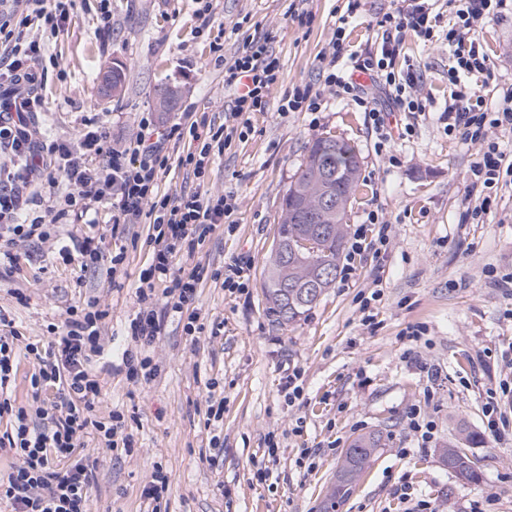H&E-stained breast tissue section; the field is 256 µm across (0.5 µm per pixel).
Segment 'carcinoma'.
<instances>
[{
    "mask_svg": "<svg viewBox=\"0 0 512 512\" xmlns=\"http://www.w3.org/2000/svg\"><path fill=\"white\" fill-rule=\"evenodd\" d=\"M159 108L172 111L179 99L177 87L161 84L155 88ZM360 163L354 147L342 139L322 137L309 147L304 163L286 191L278 223V246L271 250L263 270L262 294L266 310L281 327L299 319L315 305L320 296L302 298L325 271L337 276L338 259L345 237L346 209L324 214L317 206L325 189L342 198L346 206L359 186ZM311 237L310 252L299 250V241ZM381 448L376 432L360 435L345 449L336 478L327 486L321 512H338L352 495L362 474ZM442 460L448 468L467 480L477 482L480 472L469 458L450 446L443 449Z\"/></svg>",
    "mask_w": 512,
    "mask_h": 512,
    "instance_id": "obj_1",
    "label": "carcinoma"
}]
</instances>
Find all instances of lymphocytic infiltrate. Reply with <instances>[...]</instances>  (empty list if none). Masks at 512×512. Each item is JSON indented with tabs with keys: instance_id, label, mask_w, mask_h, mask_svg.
Here are the masks:
<instances>
[{
	"instance_id": "f902f5d3",
	"label": "lymphocytic infiltrate",
	"mask_w": 512,
	"mask_h": 512,
	"mask_svg": "<svg viewBox=\"0 0 512 512\" xmlns=\"http://www.w3.org/2000/svg\"><path fill=\"white\" fill-rule=\"evenodd\" d=\"M12 2V10L0 9V109L5 112L0 118V154L9 159L8 164L0 165V274L15 269V246L46 241L55 236L60 220L82 221L93 204L103 202L112 211L113 227L135 224L144 217L151 224L147 238L151 255L139 275L138 308L127 328L131 341L153 344L166 317L173 313L186 315V331L195 332L199 315L192 304L208 272L203 265L185 269L175 261L180 256L193 257L217 225L231 223L236 206L232 195L207 190L160 193L159 183L174 161L166 145L185 138L196 142V149L175 161L191 168L195 176H204L215 156L223 154L233 140L245 138L250 114L267 111L280 81L278 57L268 41L254 40L225 65L224 85L234 91L228 123H175L152 138L148 132L155 130L157 119L155 113L146 112L140 119L142 136L126 147L113 146L110 127L104 121L75 144L40 139L30 130L29 118L44 108L40 90L45 79V48L40 40L28 38L27 32L37 28L53 37L64 34L73 0ZM437 2L398 0L396 9L378 20L381 36L373 46L354 50L346 40V28L358 16L361 0H347L331 46L319 58L317 85L288 89L281 108L318 112L323 92H331L337 99L361 107L377 137V150L392 152L393 137L378 93H385L400 112H425L430 107L428 98L419 93L422 74L396 67L402 36L411 32L430 42L440 23H447L451 95L440 119L448 132L478 148L465 203L468 216L481 222L491 211L501 180L512 175V156L502 151L497 141L500 134L512 132V87L500 92L499 103L490 110L484 106L485 85L468 87L461 79L489 75V58L477 33L484 25L506 19L512 13V0H448L451 17L446 22L436 10ZM360 73L370 77V85L357 82ZM34 177L51 185L66 181L70 190L60 204L35 212L31 198L23 193ZM58 254L64 259L78 258L85 268L106 267L113 275L121 272L127 259L125 249H112L103 235L89 233L71 237ZM108 315L100 297L85 296L67 310L59 336L41 346L20 344L12 320L0 315V419L10 422L9 429L0 433V451L15 458L10 470L0 476V500L11 512H89L95 463L79 461L64 471L57 467L59 458L71 456L79 448V434L84 429L98 431L103 447L134 446L122 412L110 411L105 423L94 417L103 392L89 363L103 351L102 325ZM24 354L39 365L31 377L33 390L62 384L70 397L66 407L45 401L18 406L6 397Z\"/></svg>"
}]
</instances>
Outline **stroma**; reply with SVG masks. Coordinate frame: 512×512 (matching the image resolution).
I'll return each mask as SVG.
<instances>
[{
    "instance_id": "1",
    "label": "stroma",
    "mask_w": 512,
    "mask_h": 512,
    "mask_svg": "<svg viewBox=\"0 0 512 512\" xmlns=\"http://www.w3.org/2000/svg\"><path fill=\"white\" fill-rule=\"evenodd\" d=\"M208 28H200L195 0H111L112 31H100L99 0H75L67 32L45 50L43 112L35 126L52 137L78 142L99 120L124 146L139 132L141 113L154 112L159 126L196 113L225 121L230 94L213 43L225 62L244 45L269 38L281 63V89L316 83L319 58L329 49L337 10L345 0H212ZM396 0H362L348 29L352 46L377 36L376 22ZM480 39L495 81L512 86V17L489 24ZM122 63L126 90L118 98L99 93L105 66ZM399 65L424 76L421 89L433 106L416 116L412 137L397 141L398 164L376 152L364 112L326 99L318 122L301 112L269 109L250 116L245 141L233 142L207 174L211 191L232 193L234 225L217 226L195 262L210 270L244 256L253 268L247 294H232L205 281L195 301L204 323L189 336L166 319L149 346L130 341L126 327L137 309L136 286L147 264L148 224L118 233L127 250L124 272L80 270L56 258V244L20 245L16 270L0 277V313L13 318L21 343H43L62 330L65 309L87 295L109 309L104 351L90 370L103 386L105 403L123 412L137 448L107 449L84 433L79 457L95 461L91 512H320L345 448L359 435L383 434L382 447L339 512H406L412 498L438 512H512V293L494 285L488 270L512 273V181L499 184L497 207L486 223L466 219L464 199L476 149L446 133L439 116L448 101V43H422L405 36ZM170 83L182 90L175 111H159L154 89ZM334 135L349 142L361 164L362 185L347 209L354 232L369 211L392 224L387 252L366 250L348 282H334L297 322L273 323L262 296V270L276 236L280 203L316 139ZM381 288L373 302L374 327L363 326L359 292ZM22 289L18 302L14 289ZM220 326L212 335L210 325ZM425 329L418 339L408 326ZM131 352L152 357L161 372L140 383L114 370L113 357ZM299 369L301 393L287 401L288 369ZM496 398L506 435L485 433V405ZM224 402L220 427L207 423L210 402ZM420 409L435 423L430 447H420L408 413ZM480 434V443L466 432ZM220 435L223 449L210 446ZM275 436L272 476L252 478ZM456 445L482 471L471 482L449 469L442 448ZM317 449L315 459L304 458ZM171 473L159 506L142 495L155 464Z\"/></svg>"
}]
</instances>
